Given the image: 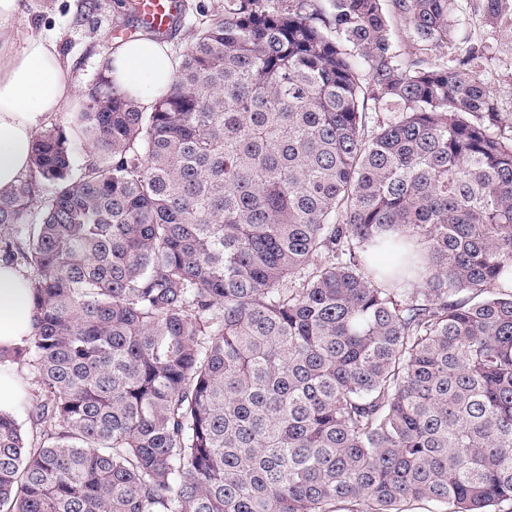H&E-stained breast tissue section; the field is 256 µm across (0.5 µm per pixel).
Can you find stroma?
Returning <instances> with one entry per match:
<instances>
[{"mask_svg":"<svg viewBox=\"0 0 512 512\" xmlns=\"http://www.w3.org/2000/svg\"><path fill=\"white\" fill-rule=\"evenodd\" d=\"M224 0H183V21L169 41L172 53L190 43L196 26L205 16L216 13ZM483 0H451L449 20L454 38L439 48L438 58L450 60L463 53L467 43H480L483 55L472 68L490 88L499 104V121L492 133L512 135V23L492 27L486 24ZM14 29L24 36L51 34L63 61L68 62L78 84V98L72 111L59 113L56 127H70L72 112L83 111L88 95L105 72L104 62L111 46L122 42L123 31L140 29L137 17L125 0H20Z\"/></svg>","mask_w":512,"mask_h":512,"instance_id":"35a3bbf8","label":"stroma"}]
</instances>
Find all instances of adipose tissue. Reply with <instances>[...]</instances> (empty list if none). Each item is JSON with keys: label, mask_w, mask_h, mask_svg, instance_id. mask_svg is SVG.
Here are the masks:
<instances>
[{"label": "adipose tissue", "mask_w": 512, "mask_h": 512, "mask_svg": "<svg viewBox=\"0 0 512 512\" xmlns=\"http://www.w3.org/2000/svg\"><path fill=\"white\" fill-rule=\"evenodd\" d=\"M107 63L115 89L146 105L167 92L176 65L167 43L142 37L111 47ZM76 88L54 39L25 37L19 51L12 39L0 40V191L15 186L32 169L36 131L70 108ZM34 324L24 275L0 261V349L22 347Z\"/></svg>", "instance_id": "adipose-tissue-1"}]
</instances>
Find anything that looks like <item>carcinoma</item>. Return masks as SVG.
<instances>
[{"label": "carcinoma", "instance_id": "cac0c4a2", "mask_svg": "<svg viewBox=\"0 0 512 512\" xmlns=\"http://www.w3.org/2000/svg\"><path fill=\"white\" fill-rule=\"evenodd\" d=\"M449 2L392 7L431 51ZM481 55L404 57L382 0H224L151 106L107 81L41 131L0 255L36 271L52 427L0 411V512H512V142Z\"/></svg>", "mask_w": 512, "mask_h": 512}]
</instances>
